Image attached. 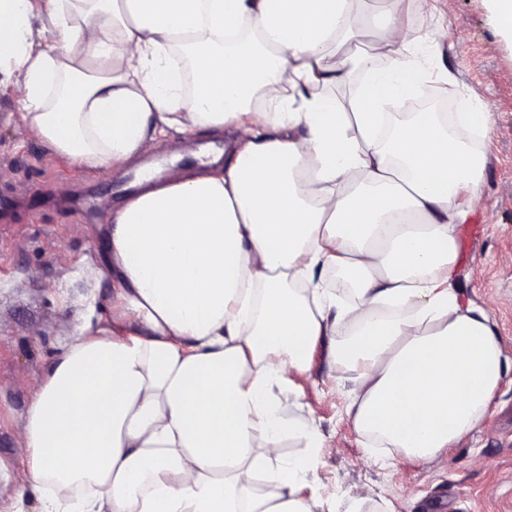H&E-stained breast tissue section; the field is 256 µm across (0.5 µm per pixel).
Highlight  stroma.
Listing matches in <instances>:
<instances>
[{"label": "stroma", "instance_id": "35a3bbf8", "mask_svg": "<svg viewBox=\"0 0 512 512\" xmlns=\"http://www.w3.org/2000/svg\"><path fill=\"white\" fill-rule=\"evenodd\" d=\"M402 11L412 36L433 32L430 97L457 110L467 99L491 112L480 195L459 230L454 283L463 300L487 307L512 359V42L499 32L487 0H358L363 17L383 5ZM233 130L148 147L109 179L50 152L0 93V512H15L26 483L21 434L27 408L85 317H109L106 264L109 212L123 205L136 171H194L209 147L229 155ZM354 374L320 348L311 369L275 389L280 412L316 422L330 447L319 476L333 512H512V363L505 368L487 426L465 436L446 468L411 462L371 446L346 416ZM359 493L352 505L351 493Z\"/></svg>", "mask_w": 512, "mask_h": 512}]
</instances>
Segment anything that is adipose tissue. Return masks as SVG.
Returning a JSON list of instances; mask_svg holds the SVG:
<instances>
[{"label":"adipose tissue","instance_id":"ef3b65f1","mask_svg":"<svg viewBox=\"0 0 512 512\" xmlns=\"http://www.w3.org/2000/svg\"><path fill=\"white\" fill-rule=\"evenodd\" d=\"M352 3L0 0V89L55 154L107 178L169 133L237 132L225 165L110 213L111 318L77 326L22 432L41 512H325L303 491L325 443L273 399L324 343L355 373L353 425L404 456L443 463L485 424L504 351L453 271L492 115L397 117L430 93L422 52L386 10L340 53Z\"/></svg>","mask_w":512,"mask_h":512}]
</instances>
